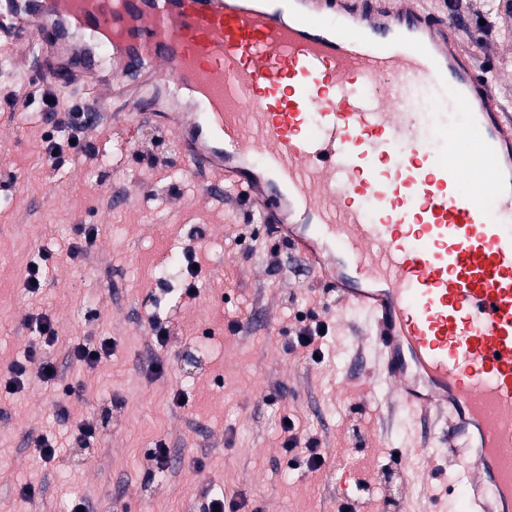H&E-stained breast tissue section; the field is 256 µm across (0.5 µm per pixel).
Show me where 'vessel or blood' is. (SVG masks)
Segmentation results:
<instances>
[{"instance_id": "1", "label": "vessel or blood", "mask_w": 512, "mask_h": 512, "mask_svg": "<svg viewBox=\"0 0 512 512\" xmlns=\"http://www.w3.org/2000/svg\"><path fill=\"white\" fill-rule=\"evenodd\" d=\"M415 0H0L44 84L130 103L365 313L391 409L436 427L466 512H512V109ZM424 87L463 112L432 130Z\"/></svg>"}]
</instances>
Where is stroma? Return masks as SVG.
I'll list each match as a JSON object with an SVG mask.
<instances>
[{
	"label": "stroma",
	"mask_w": 512,
	"mask_h": 512,
	"mask_svg": "<svg viewBox=\"0 0 512 512\" xmlns=\"http://www.w3.org/2000/svg\"><path fill=\"white\" fill-rule=\"evenodd\" d=\"M460 15L461 49L488 75L512 71V0H464ZM38 89L26 72L0 75V376L32 348L55 363L59 386L45 390L35 362L17 391L0 384V512H69L77 498L88 512H203L211 492L239 512H462L448 465L417 480L390 465L407 450L427 462L438 447L407 412L390 414L374 343L357 338L359 310L330 326L321 361L290 350L295 327L325 321L332 305L307 261L233 189L205 197L203 176L174 154L156 168L136 164L113 105L85 133L112 167L67 148L52 169L41 153L45 116L14 109ZM90 224L96 243L70 260ZM43 251L51 269L31 296L27 267ZM187 252L199 266L193 299L181 281L158 282L160 265ZM41 313L58 327L54 346L28 324ZM154 315L169 332L162 345ZM105 339L112 350L96 366L67 353L69 341ZM287 419L318 439L320 469L285 451ZM83 420L96 428L86 441L75 433ZM43 434L62 445L50 462L35 449ZM160 442L169 461L158 471L148 453Z\"/></svg>",
	"instance_id": "35a3bbf8"
}]
</instances>
